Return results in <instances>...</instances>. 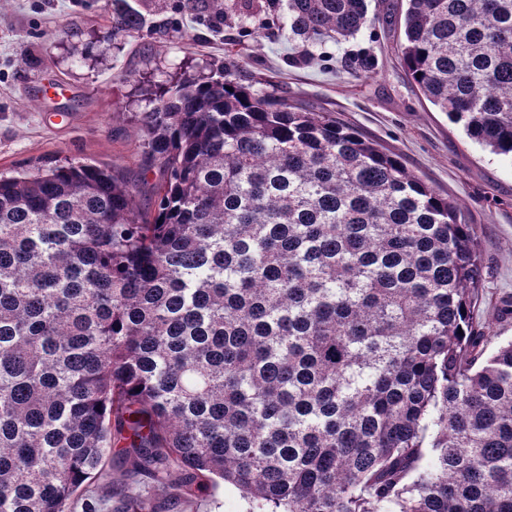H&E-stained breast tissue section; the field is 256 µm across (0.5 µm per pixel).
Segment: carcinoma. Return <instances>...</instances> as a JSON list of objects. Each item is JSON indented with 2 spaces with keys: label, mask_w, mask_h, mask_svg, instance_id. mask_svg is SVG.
<instances>
[{
  "label": "carcinoma",
  "mask_w": 512,
  "mask_h": 512,
  "mask_svg": "<svg viewBox=\"0 0 512 512\" xmlns=\"http://www.w3.org/2000/svg\"><path fill=\"white\" fill-rule=\"evenodd\" d=\"M228 25L280 0H211ZM287 0L294 40L373 23ZM126 5L112 39L142 31ZM401 64L512 159V0H407ZM152 213L110 166L0 176V512L131 479L247 512H512V341L482 357L461 205L330 112L217 77L148 90ZM122 512H156L129 493ZM176 504L160 512H245L246 502L238 490L220 484L211 496L193 500L190 503L175 501Z\"/></svg>",
  "instance_id": "obj_1"
}]
</instances>
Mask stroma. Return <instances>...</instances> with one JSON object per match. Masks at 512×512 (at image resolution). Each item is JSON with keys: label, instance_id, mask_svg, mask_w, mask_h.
<instances>
[{"label": "stroma", "instance_id": "stroma-1", "mask_svg": "<svg viewBox=\"0 0 512 512\" xmlns=\"http://www.w3.org/2000/svg\"><path fill=\"white\" fill-rule=\"evenodd\" d=\"M145 26L112 38L115 0H9L0 7V174L19 164L54 161L109 165L136 184L140 207H151L161 181L139 130L146 90L177 76L214 74L234 58L252 91L275 92L330 111L397 155L435 189L461 203L482 259L475 307L483 347L512 340V163L468 138L438 112L398 58L402 0H371L376 21L357 37L310 45L302 58L276 18L218 25L206 0H127ZM375 67L362 68L364 57ZM167 512H246L238 490L176 502Z\"/></svg>", "mask_w": 512, "mask_h": 512}]
</instances>
